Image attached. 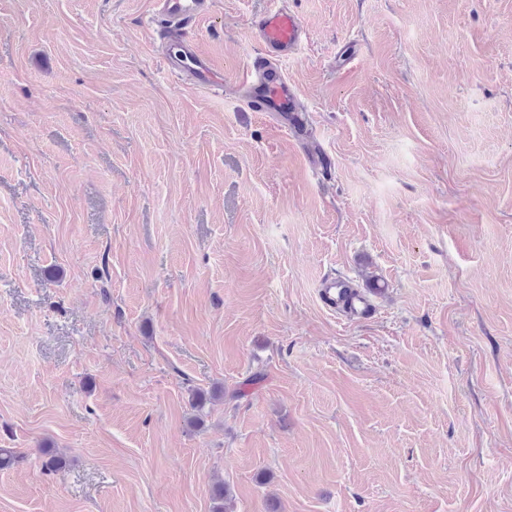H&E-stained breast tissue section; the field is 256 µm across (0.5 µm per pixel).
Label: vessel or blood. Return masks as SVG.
Wrapping results in <instances>:
<instances>
[{"mask_svg": "<svg viewBox=\"0 0 512 512\" xmlns=\"http://www.w3.org/2000/svg\"><path fill=\"white\" fill-rule=\"evenodd\" d=\"M210 0H159L155 26L165 46L168 70L197 88H215L218 66L189 39L188 31L203 16ZM259 45L249 65L239 77L244 93L241 102L248 111L275 115L281 128L299 130L305 125L303 108L295 86L282 65L295 57L307 39V31L297 15L278 6L251 22ZM343 280L322 282L319 296L331 309H350L365 315L370 305L365 298H345Z\"/></svg>", "mask_w": 512, "mask_h": 512, "instance_id": "vessel-or-blood-1", "label": "vessel or blood"}]
</instances>
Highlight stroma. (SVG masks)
Here are the masks:
<instances>
[{
    "mask_svg": "<svg viewBox=\"0 0 512 512\" xmlns=\"http://www.w3.org/2000/svg\"><path fill=\"white\" fill-rule=\"evenodd\" d=\"M211 2L220 91L155 0H0V512H512V0H286L299 137ZM155 26L165 45L171 73L197 88H222L215 81L219 67L188 38V30L207 11L210 0H159ZM344 289L347 288H345L343 280L332 277L322 282L318 292L322 302L326 306L333 310H344L347 301V298L341 295Z\"/></svg>",
    "mask_w": 512,
    "mask_h": 512,
    "instance_id": "obj_1",
    "label": "stroma"
}]
</instances>
